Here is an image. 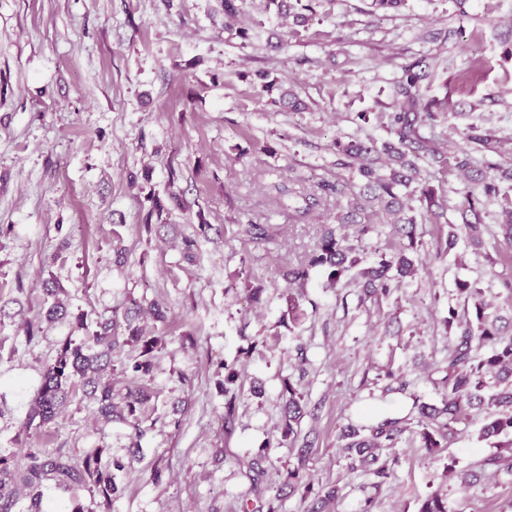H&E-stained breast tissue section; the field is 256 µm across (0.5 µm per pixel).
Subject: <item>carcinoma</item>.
Instances as JSON below:
<instances>
[{"label": "carcinoma", "instance_id": "carcinoma-1", "mask_svg": "<svg viewBox=\"0 0 512 512\" xmlns=\"http://www.w3.org/2000/svg\"><path fill=\"white\" fill-rule=\"evenodd\" d=\"M265 3L266 8H275L279 16H291L298 25L305 22L304 15L293 12L292 0H265ZM427 76L424 70L405 69V81L400 83L397 91L401 97L400 111L392 115L394 140L380 145L373 140L336 142V151L344 157L342 165L357 169L363 182L359 196L350 203L348 210L336 215V223L354 224L356 231L351 243L344 235L331 229L325 231L308 264L288 271L287 315L291 322L296 323L303 317L301 287L308 280L309 268H324L327 278L337 283L350 269L364 262L361 254L363 240L374 230L373 225L367 223L371 215L379 216L391 225L401 245L390 253L378 254L360 270L362 287L386 295L417 274L418 220L403 202L400 190L418 184L425 223L439 224L445 215L443 198L433 187L420 183V168L416 162L420 157L444 161L442 151L421 133L424 127H434L440 114L447 109L445 103L422 100L420 82ZM466 142L485 156L501 153L497 139L488 130L471 129ZM456 165L467 180L478 187V192L466 199L461 211L465 238L471 244H482L485 202L498 198L504 214L502 237L511 246L512 197L500 196L496 178L489 176L488 171L495 170L500 177L512 180V169L490 161L484 168H475L470 166L467 158ZM347 189V184L339 180L319 183L318 191L305 197V207L296 208L297 217H306L324 197L347 195ZM459 292L465 302L473 304L477 324H466L448 355L441 378L440 403L430 404L416 399L413 402L416 415L411 420L388 417L365 428L351 426L342 433L346 443L341 446V453L356 457L359 466L374 478L377 485L390 478L398 463V458L385 456L383 451L396 447L408 426H413L422 447L431 454H438L448 447V442L458 434L457 425L467 419L469 411L475 407L495 408L481 426L480 438L497 448H512V338L505 337L495 322L488 320L484 291L479 283L461 281ZM125 331L127 336L122 341L133 343L140 349L131 369L146 376L151 371L154 353L162 345V337L131 322L126 324ZM122 341L115 334L111 318L97 322V330L78 344L71 339L65 341L41 375L22 431L27 433L34 426L41 428L53 422L79 387L90 396L98 418L104 423L119 421L139 426L151 399L148 390L143 387L131 389L118 399L112 387V357ZM237 378L236 369L224 366V394L230 395L225 406L224 420L227 422L234 416L236 395L230 394V386ZM283 394L285 410L279 426L280 438L276 440L278 447L293 443L298 436L304 400L303 393L289 382L284 383ZM103 454L102 448H90L75 460L60 448L52 453L28 448L21 468L15 464V454L0 455V512H15L22 498L27 500L25 512H46L44 489L49 484L64 494L84 489L99 496L105 509H110L112 499L121 494L115 472L124 470L126 463L124 458L116 456L105 463ZM263 458L260 453L251 459L237 458L238 464L246 468L245 474L250 481L249 489L243 494L241 512H250L252 502L248 496L265 492L268 493L267 512H279L280 502L287 493L300 489L303 497L314 499V507L308 512H322L327 502L337 497L333 488L326 491L314 489L302 458L296 466L287 469L280 485L261 487L265 474L261 465ZM419 512H448L447 496L432 492L421 504Z\"/></svg>", "mask_w": 512, "mask_h": 512}]
</instances>
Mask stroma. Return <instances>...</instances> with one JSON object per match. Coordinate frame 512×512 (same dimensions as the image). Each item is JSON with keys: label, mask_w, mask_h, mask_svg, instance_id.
<instances>
[{"label": "stroma", "mask_w": 512, "mask_h": 512, "mask_svg": "<svg viewBox=\"0 0 512 512\" xmlns=\"http://www.w3.org/2000/svg\"><path fill=\"white\" fill-rule=\"evenodd\" d=\"M236 5L229 21L222 0H0V451L136 448L111 512H239L249 481L234 458L262 447L265 483L305 461L315 484L338 488L332 512H360L368 498L373 512H418L437 490L448 512H512V472L483 464L495 453L478 438L487 409L470 410L437 455L405 432L378 486L338 451L347 425L440 401V369L460 335L447 323L464 307L459 282H478L489 313L512 325L498 202L486 207L482 246L463 239L439 253L468 185L454 167L421 163L448 222L418 225L417 275L377 296L354 273L333 286L316 267L302 319L285 316L286 274L335 227L340 206L331 197L308 217L293 210L318 181L359 185L357 171L337 166L334 144L392 139L405 66L425 61L423 99L448 102L426 137L452 155L469 128L488 130L497 163L512 165V0H404L388 11L314 0L300 26L262 0ZM260 71L294 89L303 109L273 104ZM156 200L164 210L152 218ZM241 270L264 285L260 304L232 287ZM57 300L69 318L43 322ZM155 301L166 319L147 323L163 339L150 375L121 372L136 347L114 353L116 389L143 383L153 394L140 429L98 422L79 394L54 423L22 435L63 340ZM226 363L239 373L229 426ZM391 373L407 387L386 398ZM287 382L304 395L303 459L274 445ZM449 464L471 482L445 479Z\"/></svg>", "instance_id": "obj_1"}]
</instances>
